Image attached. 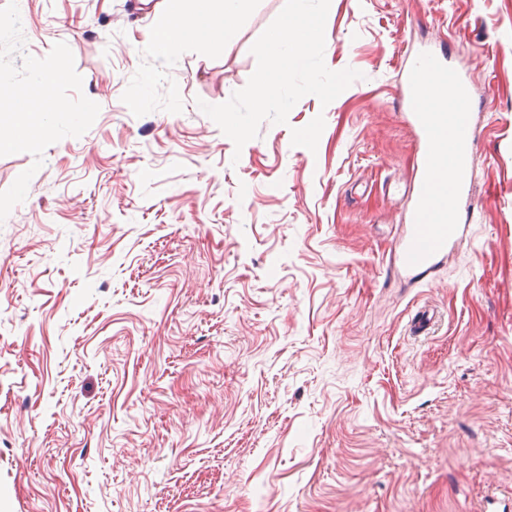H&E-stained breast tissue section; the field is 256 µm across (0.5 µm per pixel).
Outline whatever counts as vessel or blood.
Wrapping results in <instances>:
<instances>
[{
  "label": "vessel or blood",
  "instance_id": "vessel-or-blood-1",
  "mask_svg": "<svg viewBox=\"0 0 512 512\" xmlns=\"http://www.w3.org/2000/svg\"><path fill=\"white\" fill-rule=\"evenodd\" d=\"M398 96L418 138L421 161L412 183L394 187L408 206V222L393 253L402 273L418 283L428 280L471 236L473 97L469 79L442 54L407 69Z\"/></svg>",
  "mask_w": 512,
  "mask_h": 512
}]
</instances>
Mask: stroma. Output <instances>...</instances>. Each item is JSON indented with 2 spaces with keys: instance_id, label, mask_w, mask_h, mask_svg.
I'll list each match as a JSON object with an SVG mask.
<instances>
[{
  "instance_id": "1",
  "label": "stroma",
  "mask_w": 512,
  "mask_h": 512,
  "mask_svg": "<svg viewBox=\"0 0 512 512\" xmlns=\"http://www.w3.org/2000/svg\"><path fill=\"white\" fill-rule=\"evenodd\" d=\"M162 3L18 0L100 110L0 224V512H512V0H330L325 64L361 79L239 151L199 105L285 0L165 54ZM444 46L481 103L474 234L412 288L396 79Z\"/></svg>"
}]
</instances>
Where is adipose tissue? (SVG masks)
<instances>
[{"label":"adipose tissue","instance_id":"obj_1","mask_svg":"<svg viewBox=\"0 0 512 512\" xmlns=\"http://www.w3.org/2000/svg\"><path fill=\"white\" fill-rule=\"evenodd\" d=\"M193 9L166 8L156 17L165 44L204 34L214 39L226 36L236 20L252 7L253 0H196Z\"/></svg>","mask_w":512,"mask_h":512}]
</instances>
